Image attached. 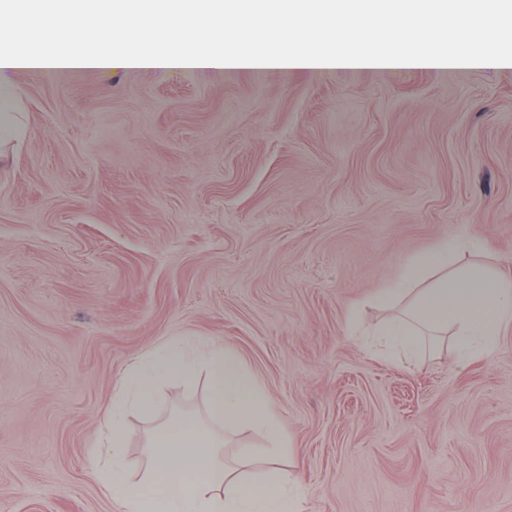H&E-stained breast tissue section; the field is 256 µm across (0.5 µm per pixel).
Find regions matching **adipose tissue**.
<instances>
[{"instance_id":"1","label":"adipose tissue","mask_w":512,"mask_h":512,"mask_svg":"<svg viewBox=\"0 0 512 512\" xmlns=\"http://www.w3.org/2000/svg\"><path fill=\"white\" fill-rule=\"evenodd\" d=\"M373 0H323L324 7L341 5L356 32L371 29L377 20L396 21L402 14L424 16L437 0H389L376 9ZM124 15L138 23L150 7L179 17L166 46L152 52L129 48L107 51L96 47L97 30L112 21V0H90L67 11L63 47L25 50L11 47L16 29L38 21L37 11L0 16V165L10 160L26 135L24 113L18 112L19 91L14 76L24 70L62 69H178L207 70L280 68L299 70L386 69L394 67L444 68L470 63V32L458 27L455 37L440 51L377 46L329 50L311 44L304 52L285 47L261 53L214 51L213 33L197 40L189 35L201 18L224 17V0H123ZM485 242L452 236L407 258L398 279L373 297L390 310L374 334L379 343L406 361L419 359L427 348L452 338L457 358L471 362L486 355L499 331L512 324V275L483 266L461 264L463 254L481 255ZM206 374L203 416L182 415L153 429L147 436V476L139 482L125 479L123 419L129 410L150 414L156 394L168 381L193 382ZM112 422V476L106 484L122 512H302V493L295 475L283 466L280 423L267 398L255 385L239 358L219 345L193 356L168 343L145 353L129 365L116 386L107 409ZM249 427L263 431L269 446L262 469L251 470L244 457L224 459L228 429Z\"/></svg>"}]
</instances>
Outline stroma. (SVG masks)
Segmentation results:
<instances>
[{
    "mask_svg": "<svg viewBox=\"0 0 512 512\" xmlns=\"http://www.w3.org/2000/svg\"><path fill=\"white\" fill-rule=\"evenodd\" d=\"M512 51V0L468 17ZM0 169V512H120L89 453L128 365L230 349L283 429L304 512H512V328L479 362L356 343L445 236L512 269V68L26 71ZM174 380L126 418L202 412Z\"/></svg>",
    "mask_w": 512,
    "mask_h": 512,
    "instance_id": "35a3bbf8",
    "label": "stroma"
}]
</instances>
